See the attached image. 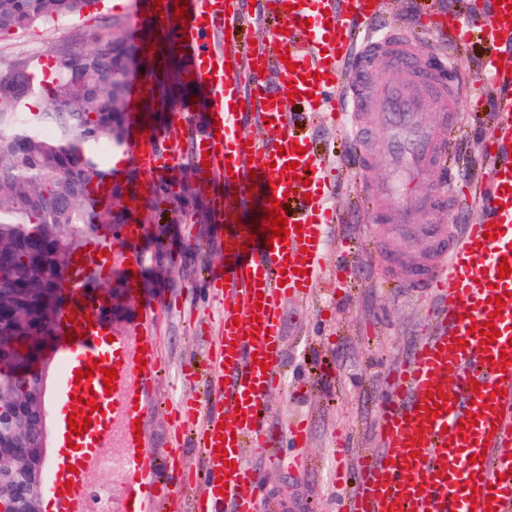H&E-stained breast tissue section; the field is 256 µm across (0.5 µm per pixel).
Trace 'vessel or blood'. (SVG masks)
Masks as SVG:
<instances>
[{
    "label": "vessel or blood",
    "instance_id": "1",
    "mask_svg": "<svg viewBox=\"0 0 512 512\" xmlns=\"http://www.w3.org/2000/svg\"><path fill=\"white\" fill-rule=\"evenodd\" d=\"M266 2L281 32L254 53L241 51L233 40L211 39L212 33L247 24L241 0H188L184 23L173 17L177 0H136L130 14L140 52L156 46L182 57L183 83L208 96L204 128L191 140V162L201 179L222 186L213 195L214 217H223L230 191L255 187L283 205L289 236L273 242L268 231L254 233L246 224L225 231L226 263L206 280L209 297L222 309L221 329L209 339L203 360L181 367L183 384L206 378L208 394L183 397L173 410L177 435L153 449L138 446L134 437L160 369L151 321L139 319L128 334L114 335L99 291L118 257L126 262L124 288L139 291L146 257L136 245L148 227L120 224L109 239L88 243L63 277L65 306L55 329L59 393L53 415L60 441L51 470L58 512H99L101 502L111 501L108 490L90 489L85 474L89 465L115 463L104 450L116 440L123 448L116 463L126 476L118 512H257L260 478L245 449L294 445L307 435L304 422L290 421L277 431L264 414L268 393L282 378V306L311 294L338 221L329 193L333 170L299 130L301 116L292 106L305 105L306 116L318 120L323 103L349 87L354 110L346 118L356 136H364L362 86L368 66L381 56L409 70L423 92L416 98L394 87L380 103L394 142L389 164L397 175L385 192L394 221L437 244L428 266L407 274L406 284L435 293L441 307L434 330L403 363L381 406L376 452L358 458L349 472L354 486L342 512H512V276L499 275L501 259L512 261V71L502 69L499 59L512 48V0H476L475 9L450 24L456 41L467 42L477 32L487 46L477 82L462 94L475 107L489 95L495 103L483 143L487 178L478 206L445 246L438 242V225L407 223L404 207L415 178L449 152L447 139L435 137L425 123L422 99L454 101L456 86H441L412 53L409 37L374 27L371 0ZM265 66L281 83L293 84L295 96L271 90L261 73ZM191 116L192 105L185 102L170 109L165 127L134 124L128 148L141 179L130 191L131 203L147 187L170 184L176 152L157 143L165 130L189 124ZM248 121L262 124L261 137L242 135ZM293 143L298 152H289ZM291 161L297 164L292 171ZM499 295L505 298L500 309L493 303ZM255 313L260 323H253ZM488 320L498 332L492 341L478 331ZM97 361L102 370L77 381V371ZM106 368L117 371L109 388L103 383ZM78 395L94 397L99 406L82 434L68 427ZM434 405L439 415H429ZM191 427L203 439L199 477L180 470L182 434ZM151 457L160 471L178 473V480L151 471Z\"/></svg>",
    "mask_w": 512,
    "mask_h": 512
}]
</instances>
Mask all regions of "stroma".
I'll return each instance as SVG.
<instances>
[{
    "mask_svg": "<svg viewBox=\"0 0 512 512\" xmlns=\"http://www.w3.org/2000/svg\"><path fill=\"white\" fill-rule=\"evenodd\" d=\"M431 2L378 0V15L411 33L418 54L425 56L436 48L455 56L460 83L475 81L483 41L475 38L454 45L446 25L448 17L465 12L469 0H444L435 11ZM129 6L130 0L112 6L98 0L75 18L1 32L0 68L63 45L80 47L99 38L128 37ZM179 70V60L168 57L147 73L165 106L189 100L197 115H204L205 93L187 88ZM457 108L462 120L448 133L450 165L475 186L486 175L480 153L492 116L486 108L472 110L464 100ZM368 123L369 159L363 166L349 157L344 125L330 120L309 129L315 150L336 169L332 201L341 221L330 235L325 269L335 273L342 262L349 272L342 287L318 285L311 298L282 308L284 374L281 387L268 396L269 422L277 427L289 416L307 417L306 446L295 451L288 444L280 446L284 455L298 454L307 464L282 468L245 449L246 460L262 479L258 512H341L346 490L333 483L332 474L356 454L375 448L380 406L392 374L432 327L436 296L401 285L404 270L424 259L428 243L396 234L392 224L380 222V214L389 209L383 191L392 178V142L376 117H369ZM167 137L180 141L183 149L175 170V193L165 204L148 195L130 208L132 218L149 227L148 236L137 245L147 257L141 273L144 289L140 297L123 296L112 310V328L118 332L129 328L139 306L152 310L164 365L146 414L147 440L153 448L163 447L172 436L169 407L186 393L178 378L181 364L201 352L205 334L220 330L205 278L224 249V227L209 210L216 184L196 176L187 134L171 131ZM447 196L448 178L441 167H434L419 183L407 210L423 223L453 233L466 215L448 204Z\"/></svg>",
    "mask_w": 512,
    "mask_h": 512,
    "instance_id": "35a3bbf8",
    "label": "stroma"
}]
</instances>
